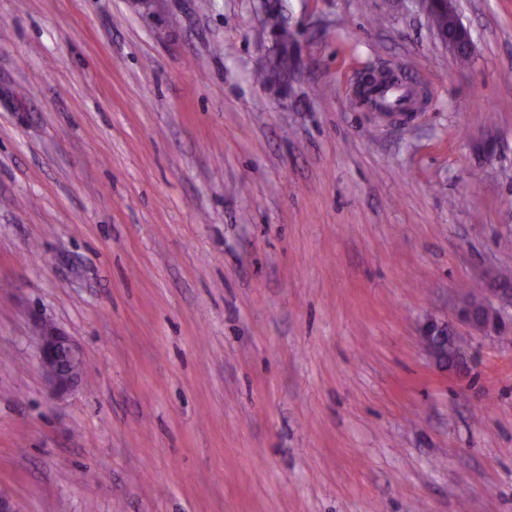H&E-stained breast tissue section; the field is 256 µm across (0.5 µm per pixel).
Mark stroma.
<instances>
[{"label":"stroma","mask_w":512,"mask_h":512,"mask_svg":"<svg viewBox=\"0 0 512 512\" xmlns=\"http://www.w3.org/2000/svg\"><path fill=\"white\" fill-rule=\"evenodd\" d=\"M0 0V491L23 512H512V0ZM412 76L411 121L355 102ZM85 360L54 397L35 320ZM431 18L435 32L457 57H473V44L468 29L459 20L453 0H422ZM448 18L446 26H438V19ZM457 320L470 329L485 337L500 336L509 327L502 310L486 302L483 298L473 300L467 293H463L457 305ZM419 339L439 370L448 373V371L460 372L465 369L460 337L448 321L433 317L426 318L419 327Z\"/></svg>","instance_id":"35a3bbf8"}]
</instances>
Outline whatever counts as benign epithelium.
Returning a JSON list of instances; mask_svg holds the SVG:
<instances>
[{"label": "benign epithelium", "instance_id": "1", "mask_svg": "<svg viewBox=\"0 0 512 512\" xmlns=\"http://www.w3.org/2000/svg\"><path fill=\"white\" fill-rule=\"evenodd\" d=\"M425 11L432 21L448 19L445 26H435L440 40L453 54L460 57H473V44L468 29L459 20L455 0H422ZM487 287L503 304L512 302V289L499 276L493 277ZM457 320L485 337L501 335L512 323L506 321L502 310L481 298L472 299L462 294L457 305ZM39 364L47 378L51 391L60 396L68 393L82 375V357L79 350L59 328L43 323L38 331ZM419 339L434 365L444 371L460 372L465 362L459 361L462 355L461 340L454 328L446 321L433 317L426 318L419 327Z\"/></svg>", "mask_w": 512, "mask_h": 512}]
</instances>
